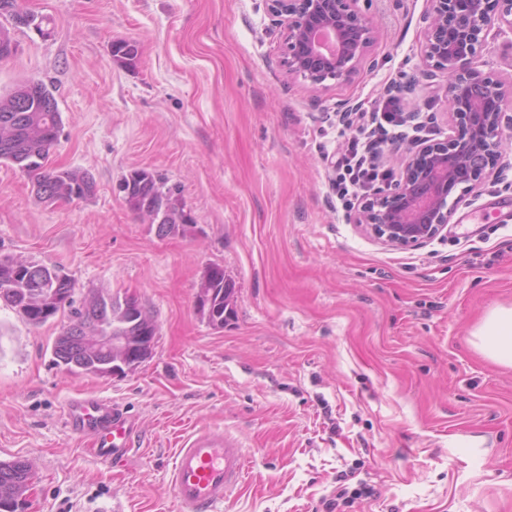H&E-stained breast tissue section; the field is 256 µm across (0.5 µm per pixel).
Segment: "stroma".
Masks as SVG:
<instances>
[{
  "label": "stroma",
  "mask_w": 512,
  "mask_h": 512,
  "mask_svg": "<svg viewBox=\"0 0 512 512\" xmlns=\"http://www.w3.org/2000/svg\"><path fill=\"white\" fill-rule=\"evenodd\" d=\"M48 35L13 29L0 95L28 79L54 93L53 167L90 171L85 200L47 205L0 163V256L63 269L75 300L135 295L154 318L151 356L117 378L76 374L41 327L0 304V461L28 460L27 512H177L170 470L193 434L226 435L249 469L219 512H512V367L473 333L512 307V140L495 179L414 249L385 246L338 209L326 157L395 89L451 132L447 78L420 56L427 0H360L380 36L348 84L313 93L281 65L263 0H21ZM135 41V65L113 43ZM488 71L512 77V29L494 27ZM145 168L178 187L193 222L157 236L117 190ZM234 282L216 329L195 297L208 269ZM76 397L134 424L113 466L66 426ZM370 494L338 500V487Z\"/></svg>",
  "instance_id": "1"
}]
</instances>
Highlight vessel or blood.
Here are the masks:
<instances>
[{
	"mask_svg": "<svg viewBox=\"0 0 512 512\" xmlns=\"http://www.w3.org/2000/svg\"><path fill=\"white\" fill-rule=\"evenodd\" d=\"M66 415L74 432L90 437L104 462L122 457L129 448L133 426L111 403L77 398L67 405ZM247 468L244 450L224 435L190 437L177 449L171 471L177 512H216L224 499L242 488Z\"/></svg>",
	"mask_w": 512,
	"mask_h": 512,
	"instance_id": "b4317fda",
	"label": "vessel or blood"
}]
</instances>
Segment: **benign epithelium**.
Segmentation results:
<instances>
[{
  "instance_id": "obj_1",
  "label": "benign epithelium",
  "mask_w": 512,
  "mask_h": 512,
  "mask_svg": "<svg viewBox=\"0 0 512 512\" xmlns=\"http://www.w3.org/2000/svg\"><path fill=\"white\" fill-rule=\"evenodd\" d=\"M283 39L287 74L302 77L314 91L326 81L348 83L357 75L378 38L372 18L358 0H265ZM421 54L428 66L446 75V93L457 132L440 141L413 142L399 178L366 199L354 217L375 238L396 248L426 244L447 227L458 207L496 174L501 157L503 112L512 106V80L480 69L481 52L492 25L512 28V0H428ZM53 288L37 305L51 317L68 301L58 287L64 273L49 267ZM126 330L112 328L100 304L84 306V316L55 337L53 355L73 372L101 378L135 371L152 353L156 327L137 299L124 303ZM94 365L85 366L87 357ZM9 494L29 501L34 484L31 465L18 459L6 471Z\"/></svg>"
}]
</instances>
